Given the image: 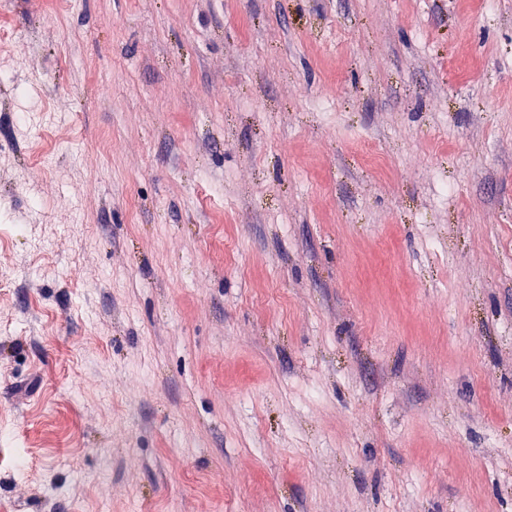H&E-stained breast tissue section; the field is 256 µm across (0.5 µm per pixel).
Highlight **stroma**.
<instances>
[{
  "label": "stroma",
  "instance_id": "35a3bbf8",
  "mask_svg": "<svg viewBox=\"0 0 512 512\" xmlns=\"http://www.w3.org/2000/svg\"><path fill=\"white\" fill-rule=\"evenodd\" d=\"M0 512H512V0H0Z\"/></svg>",
  "mask_w": 512,
  "mask_h": 512
}]
</instances>
